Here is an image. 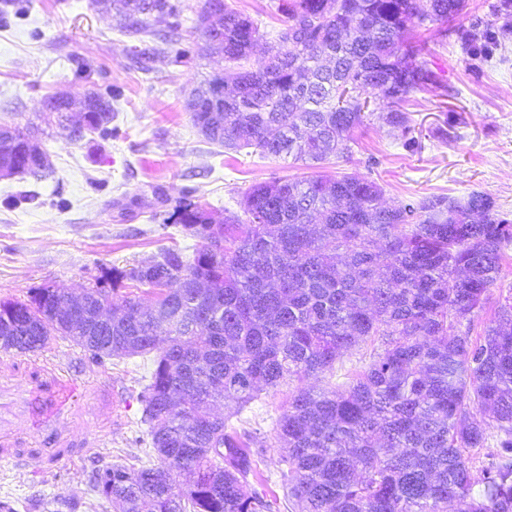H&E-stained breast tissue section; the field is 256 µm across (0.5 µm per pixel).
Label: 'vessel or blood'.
I'll list each match as a JSON object with an SVG mask.
<instances>
[{"mask_svg":"<svg viewBox=\"0 0 512 512\" xmlns=\"http://www.w3.org/2000/svg\"><path fill=\"white\" fill-rule=\"evenodd\" d=\"M118 399L112 386L47 360L19 387L9 358L0 359V461L19 466L44 454L70 460L90 453L92 443L72 441L71 431L87 423L112 424Z\"/></svg>","mask_w":512,"mask_h":512,"instance_id":"b4317fda","label":"vessel or blood"}]
</instances>
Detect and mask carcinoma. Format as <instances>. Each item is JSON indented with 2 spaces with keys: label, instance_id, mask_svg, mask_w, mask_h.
Returning a JSON list of instances; mask_svg holds the SVG:
<instances>
[{
  "label": "carcinoma",
  "instance_id": "cac0c4a2",
  "mask_svg": "<svg viewBox=\"0 0 512 512\" xmlns=\"http://www.w3.org/2000/svg\"><path fill=\"white\" fill-rule=\"evenodd\" d=\"M119 29L137 36L146 19H167L168 45L182 42L178 0H100ZM466 0H278L285 28L260 70L247 66L262 37L257 20L206 0L224 56V106L210 107L209 77L191 92L194 126L211 144L311 166L352 152L371 103L413 149L405 105L442 87L429 67L428 24L458 16ZM30 0H3L0 21ZM491 27L458 34L475 62L512 32V0H497ZM155 49L132 45L139 69ZM117 88L87 94L91 109L66 124L67 103L46 111L79 142L112 137ZM27 133L0 130V170L52 175ZM375 180L354 175L275 179L254 185L241 213L214 222L182 201L174 223L197 240L193 257L174 248L130 269L112 268L71 310L68 289L38 288L26 301H0V349L46 348L71 338L103 363L153 355L141 394L157 462L100 470L94 490L113 512H277L248 480L275 481L299 512H512V302L482 334L474 319L501 280L512 219L478 191L386 202ZM131 285L154 295L149 306ZM371 345L370 361L344 391L303 382L336 371L343 353ZM291 381L273 421L281 448L275 476L260 468L267 438L240 433L211 412L230 400L242 411L261 391ZM496 441V461L474 469L470 448ZM192 479L181 487L173 473Z\"/></svg>",
  "mask_w": 512,
  "mask_h": 512
}]
</instances>
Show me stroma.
Returning <instances> with one entry per match:
<instances>
[{
	"instance_id": "35a3bbf8",
	"label": "stroma",
	"mask_w": 512,
	"mask_h": 512,
	"mask_svg": "<svg viewBox=\"0 0 512 512\" xmlns=\"http://www.w3.org/2000/svg\"><path fill=\"white\" fill-rule=\"evenodd\" d=\"M493 2L467 0L455 20L434 23V30L449 32L435 38L429 57L445 89L437 97L419 94L410 109L416 149L404 148L374 118L356 130L351 155L331 159L325 173L372 177L390 201L440 193L460 198L479 190L512 213V36L477 67L456 37L458 29L485 25ZM203 3L180 0L189 51L180 61L161 41L164 19L148 18L145 33L131 38L96 0H34L26 17L0 24V125L36 130L55 171L45 180L0 177V300H24L31 289L55 282L77 296L102 268L129 269L172 246L192 255L194 239L170 219L183 197L205 203L220 222L239 211L255 183L308 175L303 163L289 159L225 153L193 125L188 92L224 67L194 28ZM133 44L155 48L146 69L129 60L126 49ZM108 85L123 92L113 104L112 140L73 142L49 121L47 97L78 102ZM453 112L462 122L446 126ZM442 128L447 138H439ZM16 195L22 203L8 206ZM37 356L72 365L88 380L112 381L121 391L119 419L110 428L74 430V439L98 444L84 458L0 464V501H10L15 512H43L47 499L60 496L72 512H89L96 469L116 461L137 467L145 460L140 393L152 360L115 357L101 365L62 336ZM287 398L283 386L262 392L245 409L227 401L214 411L231 417L239 430L268 432Z\"/></svg>"
}]
</instances>
